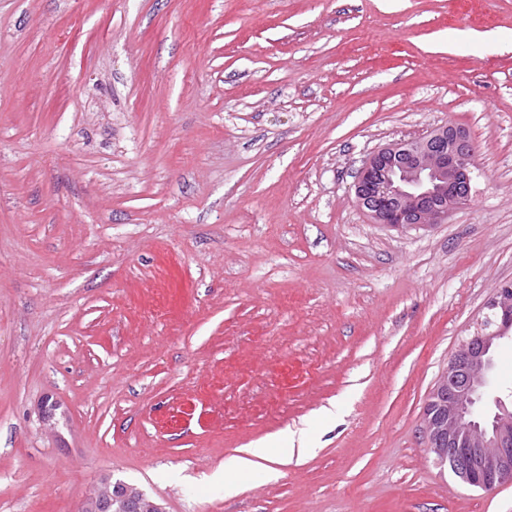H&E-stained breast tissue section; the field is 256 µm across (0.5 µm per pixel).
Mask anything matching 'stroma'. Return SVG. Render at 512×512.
I'll list each match as a JSON object with an SVG mask.
<instances>
[{"instance_id":"35a3bbf8","label":"stroma","mask_w":512,"mask_h":512,"mask_svg":"<svg viewBox=\"0 0 512 512\" xmlns=\"http://www.w3.org/2000/svg\"><path fill=\"white\" fill-rule=\"evenodd\" d=\"M445 125L470 201L374 223L363 159ZM505 282L512 0H0V512L107 477L166 512H512L422 432ZM288 427L277 478L205 484Z\"/></svg>"}]
</instances>
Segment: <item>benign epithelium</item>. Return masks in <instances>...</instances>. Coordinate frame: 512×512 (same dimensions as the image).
<instances>
[{"label": "benign epithelium", "mask_w": 512, "mask_h": 512, "mask_svg": "<svg viewBox=\"0 0 512 512\" xmlns=\"http://www.w3.org/2000/svg\"><path fill=\"white\" fill-rule=\"evenodd\" d=\"M474 154L462 128L446 126L372 152L359 169L357 204L375 222L407 231L444 222L469 199ZM491 315L462 339L425 405L422 429L435 461L464 476L475 471L476 488L512 481V409L499 397L496 412L479 421L475 407L490 381L492 348L512 330V286L504 284L487 303ZM165 512L138 487L108 478L82 501L80 512Z\"/></svg>", "instance_id": "benign-epithelium-1"}]
</instances>
